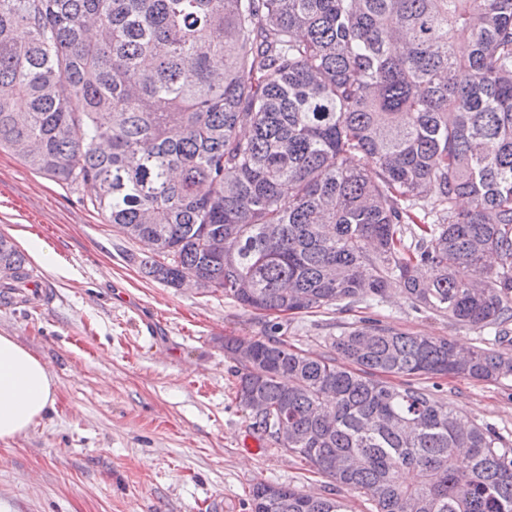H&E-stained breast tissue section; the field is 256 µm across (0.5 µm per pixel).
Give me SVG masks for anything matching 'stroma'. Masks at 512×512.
Segmentation results:
<instances>
[{
  "label": "stroma",
  "mask_w": 512,
  "mask_h": 512,
  "mask_svg": "<svg viewBox=\"0 0 512 512\" xmlns=\"http://www.w3.org/2000/svg\"><path fill=\"white\" fill-rule=\"evenodd\" d=\"M68 187L0 149V235L26 256L39 287L0 302V334L45 361L52 410L29 433L0 442V512H251L255 483L330 495L335 485L257 432L237 398L228 336H261L264 317L223 293L146 278L144 247ZM54 252L56 268L34 260ZM365 309L280 316L295 349L320 356ZM383 322L479 344L477 330L415 311L393 292ZM444 403L512 442V380L421 378Z\"/></svg>",
  "instance_id": "stroma-1"
}]
</instances>
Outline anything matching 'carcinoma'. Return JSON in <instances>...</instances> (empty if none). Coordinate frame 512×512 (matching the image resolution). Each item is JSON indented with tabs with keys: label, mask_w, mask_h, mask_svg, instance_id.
I'll list each match as a JSON object with an SVG mask.
<instances>
[{
	"label": "carcinoma",
	"mask_w": 512,
	"mask_h": 512,
	"mask_svg": "<svg viewBox=\"0 0 512 512\" xmlns=\"http://www.w3.org/2000/svg\"><path fill=\"white\" fill-rule=\"evenodd\" d=\"M2 147L91 186L170 288L267 315L399 290L493 337L364 320L311 356L270 321L224 352L254 428L286 420L374 512H512V445L408 381L512 379V0H0ZM0 269L11 303L31 274L2 235ZM250 509L348 512L264 482Z\"/></svg>",
	"instance_id": "1"
}]
</instances>
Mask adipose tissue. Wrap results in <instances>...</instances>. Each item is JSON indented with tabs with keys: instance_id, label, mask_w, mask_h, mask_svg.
<instances>
[{
	"instance_id": "obj_1",
	"label": "adipose tissue",
	"mask_w": 512,
	"mask_h": 512,
	"mask_svg": "<svg viewBox=\"0 0 512 512\" xmlns=\"http://www.w3.org/2000/svg\"><path fill=\"white\" fill-rule=\"evenodd\" d=\"M55 394L46 364L16 337L0 334V442L29 431L53 406Z\"/></svg>"
}]
</instances>
